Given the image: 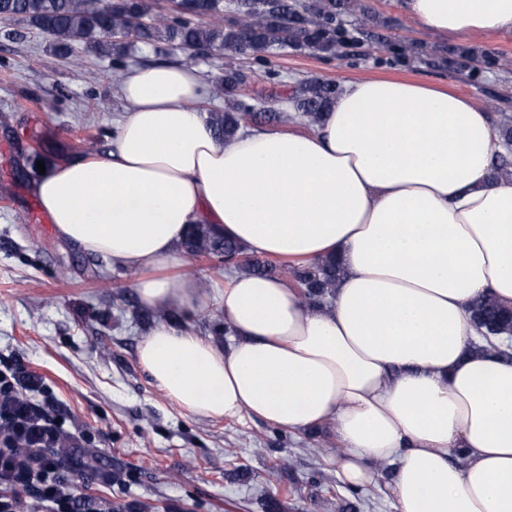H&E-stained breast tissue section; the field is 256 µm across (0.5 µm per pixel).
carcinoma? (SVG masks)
<instances>
[{
    "mask_svg": "<svg viewBox=\"0 0 512 512\" xmlns=\"http://www.w3.org/2000/svg\"><path fill=\"white\" fill-rule=\"evenodd\" d=\"M238 14L224 21V11ZM362 10L358 0H317L298 7L290 0H183L177 14L152 11L147 0H0V19L22 18L51 37L55 51L68 58L74 47L83 45L100 55L115 54V68L125 66L128 49L112 43V31L137 26L135 42L158 51L165 47L182 50L232 52L242 58L259 57L286 47L335 53L344 44L341 16ZM204 15L207 21H197ZM245 75L232 66L224 71L218 86L224 92V109L209 111L215 132L231 139L246 126L265 123L288 124L297 120L308 126L320 123L324 112L339 94L328 81L307 80L288 98L284 109H272L265 101L240 93ZM493 178L512 180V157L497 155ZM188 255H221L243 272L283 275L292 278L308 304H326L341 274L334 259L306 266L278 267L245 255L238 243L224 238L209 224L193 227L186 239ZM472 320L483 338L512 336V309H504L489 298L473 303Z\"/></svg>",
    "mask_w": 512,
    "mask_h": 512,
    "instance_id": "cac0c4a2",
    "label": "carcinoma"
}]
</instances>
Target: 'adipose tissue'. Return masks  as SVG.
Returning <instances> with one entry per match:
<instances>
[{
  "instance_id": "adipose-tissue-1",
  "label": "adipose tissue",
  "mask_w": 512,
  "mask_h": 512,
  "mask_svg": "<svg viewBox=\"0 0 512 512\" xmlns=\"http://www.w3.org/2000/svg\"><path fill=\"white\" fill-rule=\"evenodd\" d=\"M403 9L442 36L512 31V0ZM205 92L190 64L128 68L112 151L48 164L34 186L58 237L142 270L148 308L205 305L193 278L159 273L193 224L295 264L333 256L343 274L325 307L237 274L229 343L165 324L140 343L156 388L193 415L330 428L344 484L395 464L396 512H512V358L474 350L468 313L484 295L512 306V180L492 177L491 112L421 81L348 80L314 131L226 141Z\"/></svg>"
}]
</instances>
